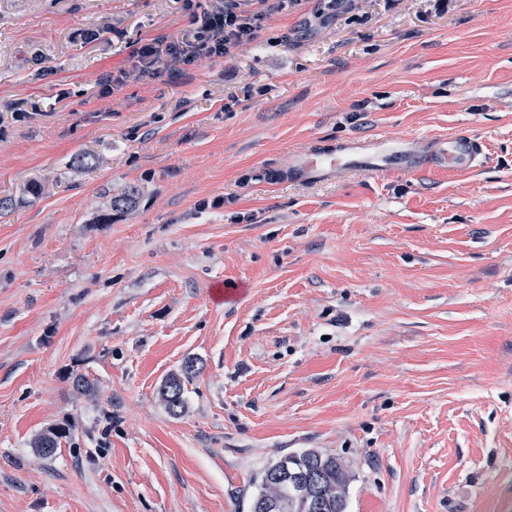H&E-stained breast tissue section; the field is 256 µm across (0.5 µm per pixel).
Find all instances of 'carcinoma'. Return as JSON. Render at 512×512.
Masks as SVG:
<instances>
[{"mask_svg":"<svg viewBox=\"0 0 512 512\" xmlns=\"http://www.w3.org/2000/svg\"><path fill=\"white\" fill-rule=\"evenodd\" d=\"M139 189L127 187L110 197L108 208L124 211L136 205ZM190 364L169 375L161 389L160 397L169 413L178 416L185 411V381L192 378ZM69 431L62 426L50 427L38 434L32 447L44 456L52 455L61 439ZM315 466L321 481L305 486L299 477L310 466ZM271 470H279L283 477L277 481L268 479ZM354 481L353 465L323 448H306L300 452L281 455L270 461L255 481V491L250 502V512H314L312 504H321L320 512H350L351 487Z\"/></svg>","mask_w":512,"mask_h":512,"instance_id":"cac0c4a2","label":"carcinoma"}]
</instances>
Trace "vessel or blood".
<instances>
[{
	"label": "vessel or blood",
	"instance_id": "vessel-or-blood-1",
	"mask_svg": "<svg viewBox=\"0 0 512 512\" xmlns=\"http://www.w3.org/2000/svg\"><path fill=\"white\" fill-rule=\"evenodd\" d=\"M485 155L484 144L466 132L441 139H391L376 136L350 139L334 150L314 148L297 153L289 179L321 180L343 170L380 171L443 168L451 172L475 166Z\"/></svg>",
	"mask_w": 512,
	"mask_h": 512
}]
</instances>
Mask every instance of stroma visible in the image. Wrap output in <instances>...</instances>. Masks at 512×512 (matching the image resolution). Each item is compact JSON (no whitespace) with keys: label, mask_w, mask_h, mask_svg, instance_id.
Instances as JSON below:
<instances>
[{"label":"stroma","mask_w":512,"mask_h":512,"mask_svg":"<svg viewBox=\"0 0 512 512\" xmlns=\"http://www.w3.org/2000/svg\"><path fill=\"white\" fill-rule=\"evenodd\" d=\"M210 9L0 0V512H249L305 448L353 464L350 512H497L512 0H289L229 56L139 78L135 43ZM461 129L486 147L467 171L283 177L315 146ZM188 359L174 416L159 390ZM68 435L69 431L65 427H50L34 438L32 447L38 448V451L43 456H51L56 448L59 447L61 439L66 438Z\"/></svg>","instance_id":"1"}]
</instances>
